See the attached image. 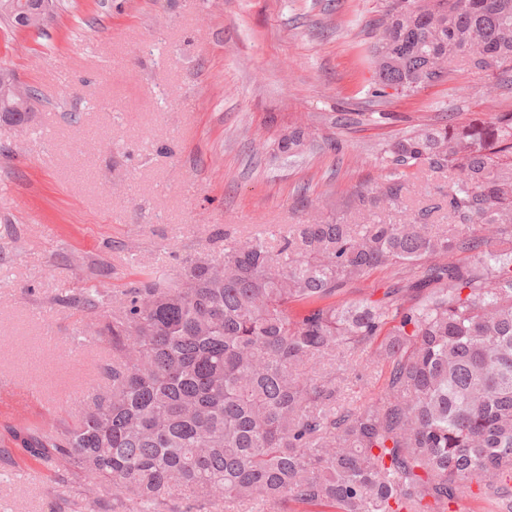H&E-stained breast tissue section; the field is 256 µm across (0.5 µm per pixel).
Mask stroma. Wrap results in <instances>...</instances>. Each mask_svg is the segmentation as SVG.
<instances>
[{"mask_svg":"<svg viewBox=\"0 0 512 512\" xmlns=\"http://www.w3.org/2000/svg\"><path fill=\"white\" fill-rule=\"evenodd\" d=\"M387 0H59L42 33L0 22V65L42 95L0 122V425H46L108 387L96 315L59 299L112 296L144 269L221 260L225 237L342 221L396 138L512 110V82L459 64L418 94L377 98L370 49ZM308 133L285 157L289 130ZM78 336L93 337L85 350ZM338 401L381 397L343 373ZM56 403L40 413L43 401ZM15 451L0 512H86L76 485Z\"/></svg>","mask_w":512,"mask_h":512,"instance_id":"1","label":"stroma"}]
</instances>
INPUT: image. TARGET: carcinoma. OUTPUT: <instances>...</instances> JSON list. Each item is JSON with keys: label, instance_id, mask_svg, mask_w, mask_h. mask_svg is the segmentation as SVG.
Here are the masks:
<instances>
[{"label": "carcinoma", "instance_id": "obj_1", "mask_svg": "<svg viewBox=\"0 0 512 512\" xmlns=\"http://www.w3.org/2000/svg\"><path fill=\"white\" fill-rule=\"evenodd\" d=\"M54 0H0V20L43 31ZM372 50L377 97L443 83L450 63L512 74V0H389ZM37 90L0 69V120L22 125ZM305 131L278 143L296 155ZM394 178L358 191L352 222L281 224L224 260L188 258L123 293L100 333L109 388L44 428L6 424L15 447L79 486L87 512H196L218 502L277 512H434L481 483L512 503V111L427 126L382 156ZM453 173L448 223L419 208L400 224L409 170ZM374 270L379 299L336 301ZM97 314L105 292L60 299ZM295 304L307 306L298 320ZM366 355L383 395L338 405L336 361Z\"/></svg>", "mask_w": 512, "mask_h": 512}]
</instances>
